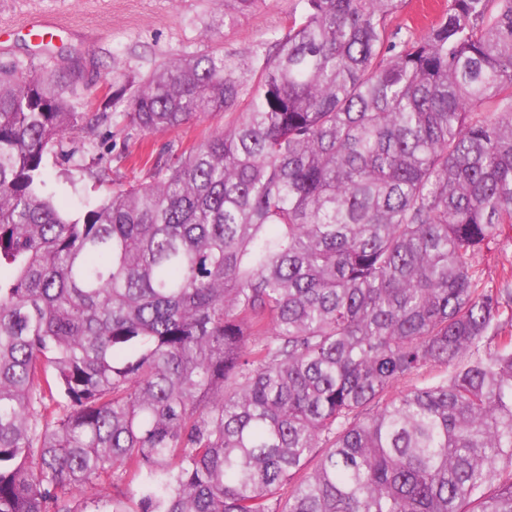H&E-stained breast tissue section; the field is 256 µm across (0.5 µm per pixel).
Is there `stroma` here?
<instances>
[{
    "instance_id": "1",
    "label": "stroma",
    "mask_w": 512,
    "mask_h": 512,
    "mask_svg": "<svg viewBox=\"0 0 512 512\" xmlns=\"http://www.w3.org/2000/svg\"><path fill=\"white\" fill-rule=\"evenodd\" d=\"M293 3L264 0L214 33L210 26L220 8L213 0H0V30H6L8 44L0 50V62L33 70L62 67L57 53L14 33L28 16H52L64 26L58 42L110 82L93 106L105 120L65 135L46 156L57 200L76 207L112 187L149 183L151 172L141 156L199 144L232 119L218 114L144 135L123 117V104L113 103L112 84L146 75L167 57L210 52L235 61L240 78L253 83L263 65L255 49L284 30Z\"/></svg>"
}]
</instances>
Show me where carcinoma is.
Wrapping results in <instances>:
<instances>
[{"label":"carcinoma","instance_id":"carcinoma-1","mask_svg":"<svg viewBox=\"0 0 512 512\" xmlns=\"http://www.w3.org/2000/svg\"><path fill=\"white\" fill-rule=\"evenodd\" d=\"M401 4L296 0L252 88H116L145 134L235 116L75 218L78 61L0 64V512H512V0L397 42ZM508 260L512 261V232H509L508 237L502 236L501 241L497 245H493L492 252L487 256V273L494 278L496 284L498 268L502 262L507 265Z\"/></svg>","mask_w":512,"mask_h":512}]
</instances>
